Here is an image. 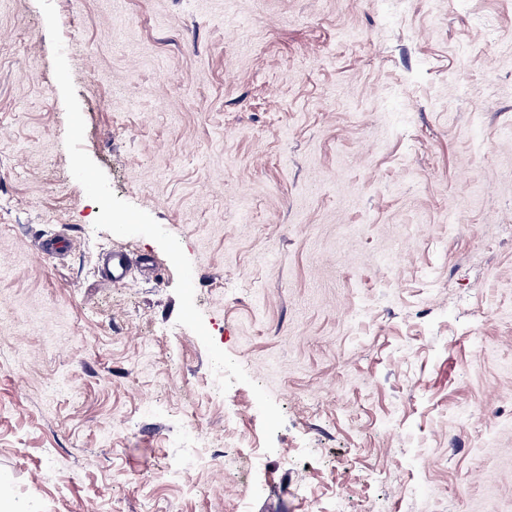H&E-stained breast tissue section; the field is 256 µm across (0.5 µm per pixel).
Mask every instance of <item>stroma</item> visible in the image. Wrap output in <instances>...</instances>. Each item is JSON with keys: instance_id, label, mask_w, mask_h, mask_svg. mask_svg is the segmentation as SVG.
<instances>
[{"instance_id": "stroma-1", "label": "stroma", "mask_w": 512, "mask_h": 512, "mask_svg": "<svg viewBox=\"0 0 512 512\" xmlns=\"http://www.w3.org/2000/svg\"><path fill=\"white\" fill-rule=\"evenodd\" d=\"M53 4L84 150L252 383L212 395L161 247L94 230L44 15L0 0V496L237 512L256 451L249 512H512V0ZM131 258L125 251H113L108 257V271L104 282L108 285L120 284L127 276Z\"/></svg>"}]
</instances>
